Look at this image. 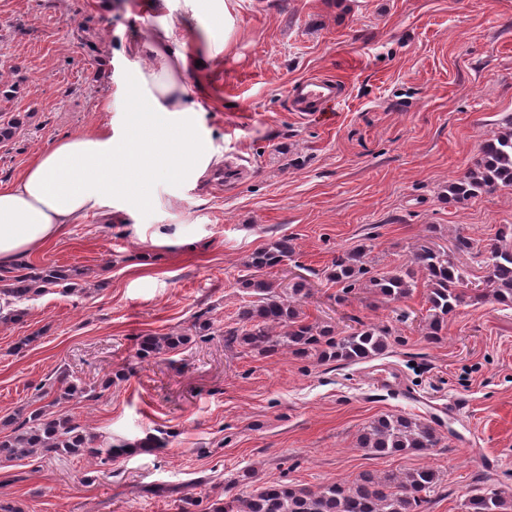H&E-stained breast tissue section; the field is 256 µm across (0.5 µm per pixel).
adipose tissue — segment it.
I'll return each mask as SVG.
<instances>
[{
	"instance_id": "1",
	"label": "adipose tissue",
	"mask_w": 512,
	"mask_h": 512,
	"mask_svg": "<svg viewBox=\"0 0 512 512\" xmlns=\"http://www.w3.org/2000/svg\"><path fill=\"white\" fill-rule=\"evenodd\" d=\"M122 52L145 62L133 85L144 118L140 145L107 126L68 135L39 154L18 180L0 189V267L110 207L113 199L143 203L158 169L194 181L210 170L215 153L199 130L201 105L189 81L193 66L178 28L163 24Z\"/></svg>"
}]
</instances>
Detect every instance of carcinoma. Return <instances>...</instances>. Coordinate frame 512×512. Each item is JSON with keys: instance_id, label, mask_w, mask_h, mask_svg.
<instances>
[{"instance_id": "cac0c4a2", "label": "carcinoma", "mask_w": 512, "mask_h": 512, "mask_svg": "<svg viewBox=\"0 0 512 512\" xmlns=\"http://www.w3.org/2000/svg\"><path fill=\"white\" fill-rule=\"evenodd\" d=\"M512 187V132L484 142L481 159L464 175L448 182L447 197L467 200L479 193ZM453 251L470 255L472 263L485 270L475 276L459 266L446 250L421 244L401 266L373 271L365 247L345 250L331 263L326 278L339 286L338 300L345 301L363 290H370L384 304L398 303L412 295L423 283L426 313L422 330L437 341L445 335L448 321L469 301H496L512 304V231H503L486 245L461 234L454 237ZM293 239L282 235L253 252L246 264L247 274L239 280L248 299L236 313V326L224 331V346H239L247 353L273 357L291 353L314 358L319 363L360 364L387 354L399 342L396 330L349 317L352 325L338 332L328 323L310 321L300 300L307 295L305 280L288 290L266 277V271L292 259ZM12 275L0 277V295L8 304L41 296L62 285L67 276L54 266L36 268L16 265ZM188 335L146 334L139 337L138 353L143 359L158 358L186 344ZM56 382L65 394L93 397V390L70 380L61 372ZM441 435L431 423L408 414H382L360 433L358 446L380 456L410 452L427 453L440 447ZM130 452L127 444L93 447V437L71 417L53 415L44 408L29 413L13 433L0 436V457L30 455L85 456L94 466H106ZM477 479L485 488L468 499L467 512H512V500L490 484L483 474ZM239 493L210 512H425L440 493L443 478L432 467L404 471H364L352 481H335L316 487L277 483L258 485L255 471L243 469L233 478Z\"/></svg>"}]
</instances>
